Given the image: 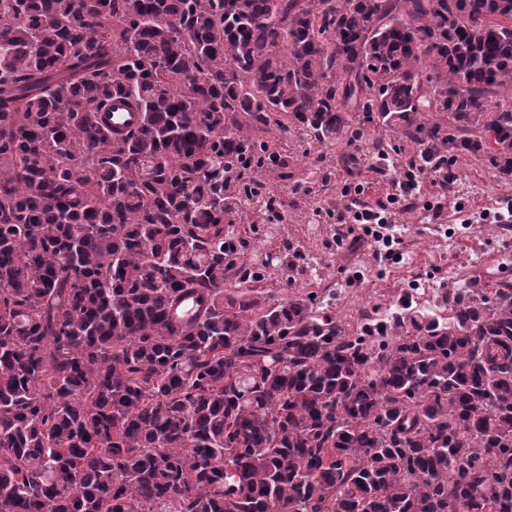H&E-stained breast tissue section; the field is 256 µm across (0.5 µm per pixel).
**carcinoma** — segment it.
I'll list each match as a JSON object with an SVG mask.
<instances>
[{"label":"carcinoma","instance_id":"obj_1","mask_svg":"<svg viewBox=\"0 0 512 512\" xmlns=\"http://www.w3.org/2000/svg\"><path fill=\"white\" fill-rule=\"evenodd\" d=\"M320 3L0 0V512H512V286L352 336L227 282L231 112L512 177V0Z\"/></svg>","mask_w":512,"mask_h":512}]
</instances>
